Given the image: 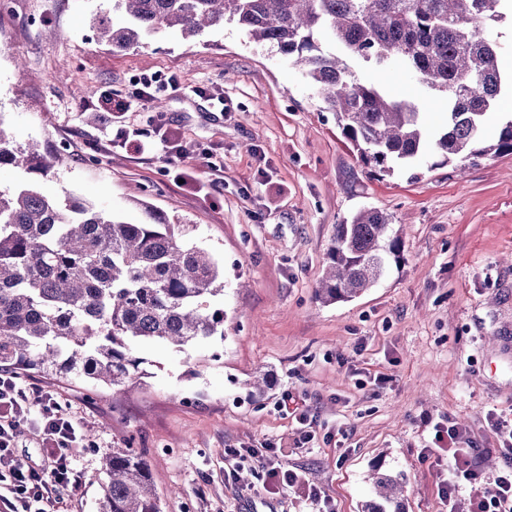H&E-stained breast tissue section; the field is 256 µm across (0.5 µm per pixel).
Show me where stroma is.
Wrapping results in <instances>:
<instances>
[{
    "label": "stroma",
    "mask_w": 512,
    "mask_h": 512,
    "mask_svg": "<svg viewBox=\"0 0 512 512\" xmlns=\"http://www.w3.org/2000/svg\"><path fill=\"white\" fill-rule=\"evenodd\" d=\"M111 13L112 0H0V120L18 144L64 154L37 178L43 195L132 224L157 212L193 225L191 241L224 264V335L184 351L136 345L146 375L117 394L21 375L83 428L69 450L81 483L60 512H99L101 457L125 445L148 460L163 512H321L326 498L360 512L374 469L403 475L405 512H469L503 466L489 421L512 425V154L462 168L429 152L371 178L305 76L235 25L115 51L90 25ZM170 71L181 88L160 112L191 150L185 165L209 150L220 194L181 185L158 156L84 120L104 90ZM364 208L391 215L401 258L360 297L322 303L336 226ZM259 372L270 385L249 392ZM304 412L314 423L302 444ZM439 422L462 428L458 445L483 470L450 506L421 457ZM272 447L287 449L295 486L269 492L253 461L225 464L226 449Z\"/></svg>",
    "instance_id": "1"
}]
</instances>
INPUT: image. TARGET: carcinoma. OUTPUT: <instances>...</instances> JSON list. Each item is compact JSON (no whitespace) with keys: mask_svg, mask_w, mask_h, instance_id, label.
Returning <instances> with one entry per match:
<instances>
[{"mask_svg":"<svg viewBox=\"0 0 512 512\" xmlns=\"http://www.w3.org/2000/svg\"><path fill=\"white\" fill-rule=\"evenodd\" d=\"M505 0H114L129 26L92 19L114 50L180 31L191 40L234 22L303 71L323 109L372 177L411 166L435 143L440 164L472 166L512 154V117L493 135L486 123L506 80L495 23ZM380 72H410L444 98L445 130L423 124L425 101L396 97L376 81L355 79L349 62ZM37 143L22 147L0 122V167L46 177L63 163ZM401 237L388 215L358 212L336 225L318 289L324 304L350 301L400 258ZM224 266L187 238L185 225L153 215L130 224L54 199L30 184L0 191V366L76 381L95 393L119 391L143 375L133 346L186 349L224 335ZM107 482L100 512H162L145 458L117 447L103 457ZM403 478L379 474L376 498L361 512H402Z\"/></svg>","mask_w":512,"mask_h":512,"instance_id":"obj_1","label":"carcinoma"}]
</instances>
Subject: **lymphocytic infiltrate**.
<instances>
[{"mask_svg":"<svg viewBox=\"0 0 512 512\" xmlns=\"http://www.w3.org/2000/svg\"><path fill=\"white\" fill-rule=\"evenodd\" d=\"M177 74L151 75L141 85L123 96L109 95L101 99L99 107L108 119L105 135H116L133 145L135 150L158 149L170 164L177 165L186 151L183 144L173 142L164 123L153 130H128L127 112L145 102H151L169 90H178ZM34 426L46 447L40 467L24 469L17 466L10 448L18 428ZM509 443L502 453L507 460L505 470L491 486L472 504L471 512H512V430L506 431ZM458 426L436 429L433 445L424 449L422 458L441 464L450 461L448 476L439 484L438 493L443 501H452L461 483L481 481L482 472L470 449L456 447L460 437ZM81 436L78 423L65 412L54 392L39 389L27 391L19 384L11 369L0 368V489H6L14 501L10 512H56L63 495L76 489L80 475L74 468L69 450Z\"/></svg>","mask_w":512,"mask_h":512,"instance_id":"lymphocytic-infiltrate-1","label":"lymphocytic infiltrate"}]
</instances>
